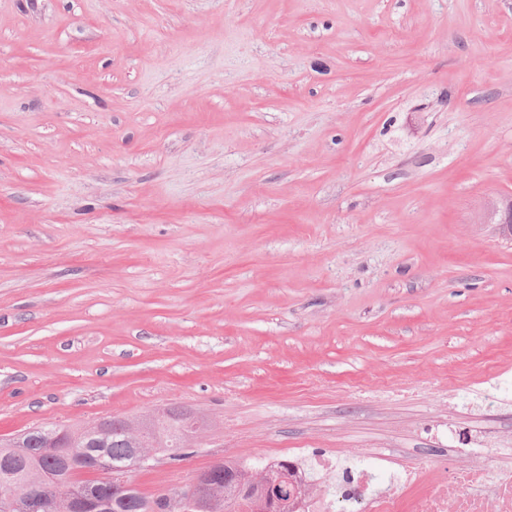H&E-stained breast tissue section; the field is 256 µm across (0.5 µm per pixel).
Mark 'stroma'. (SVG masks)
I'll list each match as a JSON object with an SVG mask.
<instances>
[{
  "instance_id": "1",
  "label": "stroma",
  "mask_w": 512,
  "mask_h": 512,
  "mask_svg": "<svg viewBox=\"0 0 512 512\" xmlns=\"http://www.w3.org/2000/svg\"><path fill=\"white\" fill-rule=\"evenodd\" d=\"M512 0H0V440L167 405L155 496L512 448Z\"/></svg>"
}]
</instances>
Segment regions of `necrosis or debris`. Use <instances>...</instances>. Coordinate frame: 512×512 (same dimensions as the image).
I'll use <instances>...</instances> for the list:
<instances>
[{"mask_svg": "<svg viewBox=\"0 0 512 512\" xmlns=\"http://www.w3.org/2000/svg\"><path fill=\"white\" fill-rule=\"evenodd\" d=\"M450 455L444 468L393 459L382 470L293 454L295 512H512V468L491 473L470 466L459 449Z\"/></svg>", "mask_w": 512, "mask_h": 512, "instance_id": "1", "label": "necrosis or debris"}]
</instances>
